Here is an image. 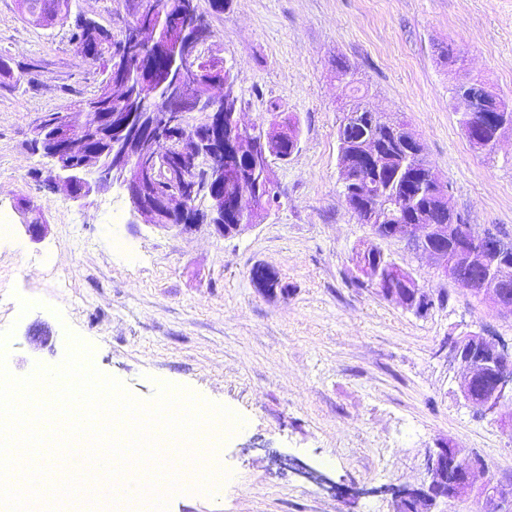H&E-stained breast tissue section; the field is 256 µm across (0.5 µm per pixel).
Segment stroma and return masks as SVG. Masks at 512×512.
<instances>
[{"instance_id": "obj_1", "label": "stroma", "mask_w": 512, "mask_h": 512, "mask_svg": "<svg viewBox=\"0 0 512 512\" xmlns=\"http://www.w3.org/2000/svg\"><path fill=\"white\" fill-rule=\"evenodd\" d=\"M237 76L242 119L296 117L297 148L275 161L278 204L241 236L207 226L144 224L117 187L73 201L47 188L31 152L44 113L89 94L100 75L69 24L41 28L20 0H0V53L23 67L0 82V212L24 250L0 243V332L17 377L63 360L68 334L90 362L151 402L173 382L236 411L244 430L220 443L233 479L222 498L186 488L168 512H391V487L417 486L446 441L512 485V433L465 404L448 339L473 331L512 347V315L442 277L404 242L374 241L341 195L337 127L346 61L371 108L409 124L466 223L512 233V133L492 156L457 123L453 88L478 80L512 104V0H197ZM133 0H77V12L120 36ZM31 200L34 211L15 207ZM43 217L32 242L26 225ZM121 239L107 247V230ZM377 242L432 301L422 314L379 296L352 258ZM278 275L275 292L250 272ZM40 332L44 344L31 335Z\"/></svg>"}]
</instances>
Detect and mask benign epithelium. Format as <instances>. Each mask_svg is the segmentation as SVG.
I'll return each instance as SVG.
<instances>
[{
	"label": "benign epithelium",
	"instance_id": "7a95c632",
	"mask_svg": "<svg viewBox=\"0 0 512 512\" xmlns=\"http://www.w3.org/2000/svg\"><path fill=\"white\" fill-rule=\"evenodd\" d=\"M150 0H140L122 38L106 29L99 30L96 56L112 61V89L128 84L126 59L135 57L140 65V95L132 112H102L101 124L112 134L110 162L104 164L97 154H83L79 143L92 139L73 126L71 109L53 114L52 120L39 119L34 132L47 135L43 156L50 161L54 180L63 182L75 201L114 185L124 190L133 212L151 226L171 227L170 217L178 212L187 230L199 224L224 235V221L231 222L232 234L242 235L255 227L258 212H250L248 193L224 198V180L234 174L224 168V156L243 149L261 157L269 178H275L273 157L267 154L269 141L256 138L251 126L235 117L224 124L220 101L210 94L212 87L224 85V62L215 54L204 58L199 47L212 42L205 19L190 7L188 0H168L167 10L184 17V25L169 32L155 22ZM167 87L163 110L153 97ZM205 114L193 123L188 115ZM484 117L492 135L478 144L480 149L497 150L503 134L512 123L493 113ZM372 196L371 185L359 180L345 181L343 197L350 205ZM207 207L200 208V202ZM442 231L457 241L455 258L449 262L429 246V238ZM477 231L470 224H409L396 231L394 238H407L417 244V256L431 260L445 277L457 283L463 274L474 271L469 280L470 294L489 302L501 312L512 313V298L503 289L512 287V254L503 251L487 237L474 241ZM359 272L373 281L380 296L412 309L408 291H420L413 276L396 263L384 271L380 267L356 264ZM509 354L505 346L477 332H469L448 343V358L459 365L457 384L461 396L480 415L492 416L503 428L512 430V373L503 368ZM453 445L446 442L429 453L426 480L418 491L419 512H433L440 501L460 499L473 491L485 500L512 504V486L483 480L484 464L453 460Z\"/></svg>",
	"mask_w": 512,
	"mask_h": 512
}]
</instances>
